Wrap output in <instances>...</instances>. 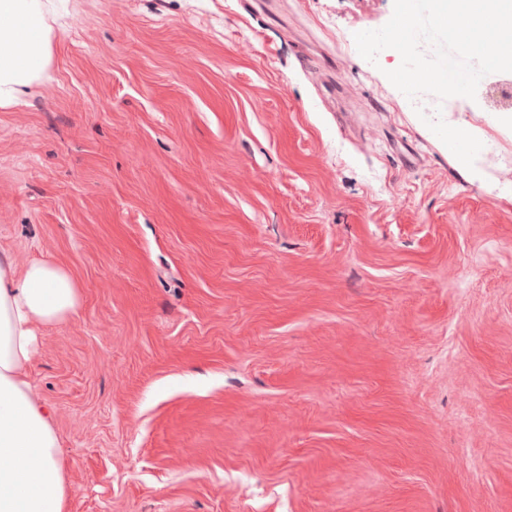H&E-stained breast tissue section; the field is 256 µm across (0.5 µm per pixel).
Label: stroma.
Returning a JSON list of instances; mask_svg holds the SVG:
<instances>
[{"label": "stroma", "mask_w": 512, "mask_h": 512, "mask_svg": "<svg viewBox=\"0 0 512 512\" xmlns=\"http://www.w3.org/2000/svg\"><path fill=\"white\" fill-rule=\"evenodd\" d=\"M0 254L80 287L33 392L68 512H512V125L472 178L354 35L394 0H55Z\"/></svg>", "instance_id": "stroma-1"}]
</instances>
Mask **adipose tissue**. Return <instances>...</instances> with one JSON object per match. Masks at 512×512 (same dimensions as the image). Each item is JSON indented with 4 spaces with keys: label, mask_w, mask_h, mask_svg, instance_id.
<instances>
[{
    "label": "adipose tissue",
    "mask_w": 512,
    "mask_h": 512,
    "mask_svg": "<svg viewBox=\"0 0 512 512\" xmlns=\"http://www.w3.org/2000/svg\"><path fill=\"white\" fill-rule=\"evenodd\" d=\"M52 28L42 0H0V108L15 106L45 76ZM80 290L50 260L16 268L0 256V512H66L60 439L29 372L40 329L77 314Z\"/></svg>",
    "instance_id": "obj_1"
}]
</instances>
